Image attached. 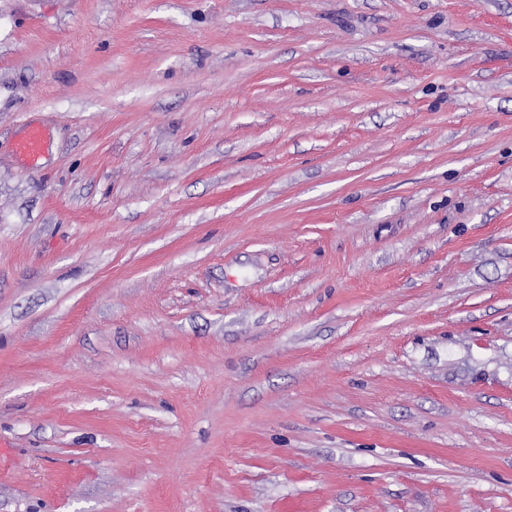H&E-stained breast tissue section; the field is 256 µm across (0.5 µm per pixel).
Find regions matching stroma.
Segmentation results:
<instances>
[{
    "label": "stroma",
    "mask_w": 512,
    "mask_h": 512,
    "mask_svg": "<svg viewBox=\"0 0 512 512\" xmlns=\"http://www.w3.org/2000/svg\"><path fill=\"white\" fill-rule=\"evenodd\" d=\"M0 512H512V0H0Z\"/></svg>",
    "instance_id": "stroma-1"
}]
</instances>
